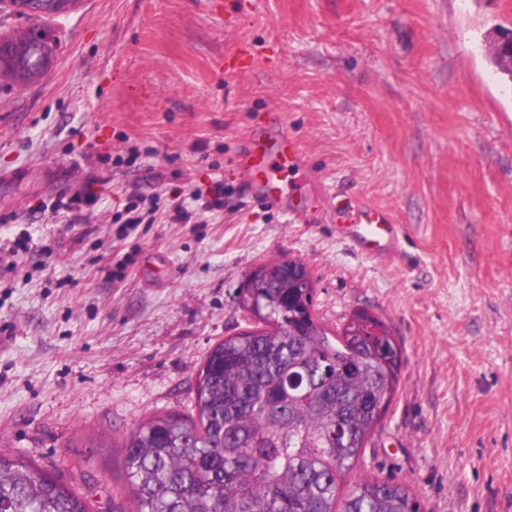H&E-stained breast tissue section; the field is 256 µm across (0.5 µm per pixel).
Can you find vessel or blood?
Segmentation results:
<instances>
[{
	"label": "vessel or blood",
	"instance_id": "b4317fda",
	"mask_svg": "<svg viewBox=\"0 0 512 512\" xmlns=\"http://www.w3.org/2000/svg\"><path fill=\"white\" fill-rule=\"evenodd\" d=\"M301 165L299 146L288 136L280 115L275 112L251 131L236 158V167L246 177L253 196L281 210L286 203L276 186V178L281 170ZM338 213L337 232L361 254L379 256L397 249L403 229L393 223L385 209L348 197L339 206Z\"/></svg>",
	"mask_w": 512,
	"mask_h": 512
}]
</instances>
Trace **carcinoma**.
Listing matches in <instances>:
<instances>
[{
    "instance_id": "1",
    "label": "carcinoma",
    "mask_w": 512,
    "mask_h": 512,
    "mask_svg": "<svg viewBox=\"0 0 512 512\" xmlns=\"http://www.w3.org/2000/svg\"><path fill=\"white\" fill-rule=\"evenodd\" d=\"M76 0H11L36 20ZM502 28L488 44L497 71ZM0 67L20 79L42 74L54 49L0 39ZM307 266L267 262L239 306L255 327L227 336L196 376V414H163L123 441L137 512H421L409 487L367 475L341 493L397 391L402 346L384 321L354 312L331 331L314 312ZM0 512H89L54 476L0 451Z\"/></svg>"
}]
</instances>
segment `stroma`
<instances>
[{
  "label": "stroma",
  "instance_id": "1",
  "mask_svg": "<svg viewBox=\"0 0 512 512\" xmlns=\"http://www.w3.org/2000/svg\"><path fill=\"white\" fill-rule=\"evenodd\" d=\"M512 0H79L51 21L39 80H0V447L136 512L121 446L189 413L210 348L250 328L237 290L303 261L328 327L358 309L404 349L398 391L351 473L405 484L425 512H512V81L485 49ZM249 46L254 65L218 60ZM270 112L304 154L255 200L235 169ZM143 153L105 168L102 155ZM98 179V217L47 221ZM224 182L191 224L125 228L118 202ZM387 207L398 250L336 234L320 185Z\"/></svg>",
  "mask_w": 512,
  "mask_h": 512
}]
</instances>
